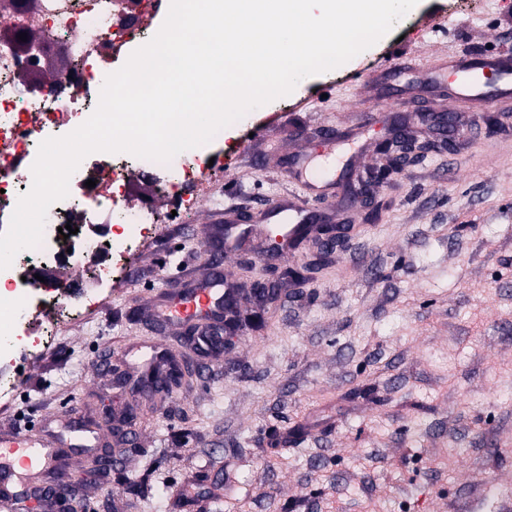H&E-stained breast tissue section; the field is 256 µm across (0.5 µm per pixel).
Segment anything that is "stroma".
<instances>
[{
  "mask_svg": "<svg viewBox=\"0 0 512 512\" xmlns=\"http://www.w3.org/2000/svg\"><path fill=\"white\" fill-rule=\"evenodd\" d=\"M497 52L512 53V0H419L370 48L225 127L210 197L132 248L109 303L44 313L50 352L11 379L0 432L107 434L63 447L58 512H455L512 491V101L460 102L430 82L449 58ZM447 113L450 149L434 122ZM403 121L426 149L384 171L379 144ZM337 126L364 128V148L337 155L373 195L362 207L343 178L335 203L314 202L350 221L345 250L299 286L287 272L313 259V237L290 259L248 248L215 268L201 243L225 209L295 192L291 158ZM270 266L280 293L263 307L253 284ZM182 271L222 273L263 327L205 352L186 329L159 333L143 307ZM160 335L166 359L123 351ZM168 359L192 380L140 389Z\"/></svg>",
  "mask_w": 512,
  "mask_h": 512,
  "instance_id": "35a3bbf8",
  "label": "stroma"
}]
</instances>
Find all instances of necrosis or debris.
I'll return each instance as SVG.
<instances>
[{
    "label": "necrosis or debris",
    "instance_id": "necrosis-or-debris-1",
    "mask_svg": "<svg viewBox=\"0 0 512 512\" xmlns=\"http://www.w3.org/2000/svg\"><path fill=\"white\" fill-rule=\"evenodd\" d=\"M160 7L159 0H0V28L10 34L0 38V233L19 197L32 187L40 143L88 119L106 76L118 70L131 48L155 35L146 19ZM22 33L38 36L39 50H20L15 38ZM52 54L67 59L66 70L30 88L25 74H42ZM201 154L196 147L167 163L125 152H95L83 159L70 178L68 196L48 211L41 244L20 251L0 271V376L17 373L45 349L48 329L39 320L44 309L62 298L75 309L106 300L119 280L118 259L157 225L172 223V216L130 206L123 190L132 170L177 192L180 205L187 206L208 193ZM90 179L95 187H87ZM69 222L78 224V233L60 234ZM62 262L86 266L90 275L61 298L47 284H35L33 276Z\"/></svg>",
    "mask_w": 512,
    "mask_h": 512
}]
</instances>
